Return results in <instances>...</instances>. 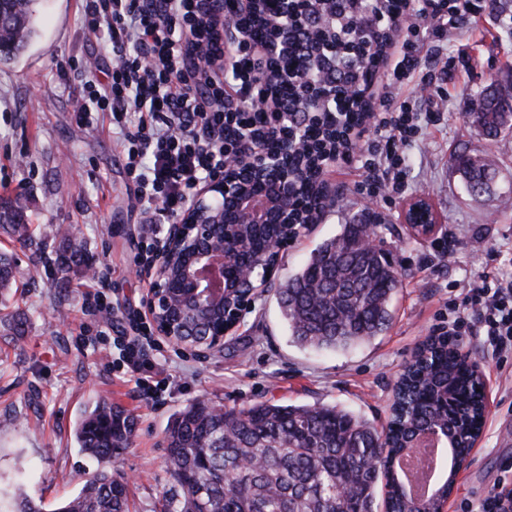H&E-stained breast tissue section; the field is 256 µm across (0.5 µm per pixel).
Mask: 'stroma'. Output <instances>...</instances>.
I'll return each mask as SVG.
<instances>
[{
    "label": "stroma",
    "instance_id": "1",
    "mask_svg": "<svg viewBox=\"0 0 512 512\" xmlns=\"http://www.w3.org/2000/svg\"><path fill=\"white\" fill-rule=\"evenodd\" d=\"M467 3L482 4L483 10L453 50L465 53L472 68L455 82L431 84L440 119L408 150L406 193L386 190L369 197L357 173H330L336 202L281 250L271 277L275 283L285 280L340 224L373 212L384 225L383 248L405 273L388 331L346 351L303 349L290 341L273 291L261 292L222 348L163 343L156 358L166 390L144 401L123 376L111 337H99L96 349L85 346L88 326L101 318L82 295L85 273L63 277L50 269L65 229L111 267L114 306L139 308L151 286L132 265L147 240L118 136L103 113L78 120L69 88L83 77L57 68L69 57L94 59L103 83L110 56L86 31L87 0H37L38 37L23 55L0 63V195L22 198L42 245L35 259L30 249L0 236V248L14 253L20 270L8 304L28 319L21 337L0 326V504L10 505L19 490L54 512L85 484L98 463L81 452L75 429L100 398L137 420L128 447L111 464L129 485L134 512H154L169 489L164 432L190 401L204 399L227 410L265 400L339 405L386 425L398 376L420 342L447 325L448 304L459 288L480 284L487 271L512 277V133L488 141L465 119L491 81L512 78V0ZM458 152L493 159L494 193L468 195L450 163ZM418 197L427 198L438 214L444 250L411 236L402 222L404 204ZM463 329L455 342L483 365L490 409L447 512H465L502 486L512 491V352L494 354L473 315H466Z\"/></svg>",
    "mask_w": 512,
    "mask_h": 512
}]
</instances>
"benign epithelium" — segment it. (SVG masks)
<instances>
[{
	"label": "benign epithelium",
	"mask_w": 512,
	"mask_h": 512,
	"mask_svg": "<svg viewBox=\"0 0 512 512\" xmlns=\"http://www.w3.org/2000/svg\"><path fill=\"white\" fill-rule=\"evenodd\" d=\"M224 48L235 52L236 33L242 24L241 0H224ZM300 146L282 139L265 154L245 156L224 165V176L200 187L182 216L156 246L155 280L149 289L148 315L157 335L176 346L212 350L240 323L257 291L254 275L265 269L270 278L279 259L280 239L269 237L259 251H233L245 224H285L292 237L307 224L306 215L293 210L291 188L297 187L292 169ZM408 232L429 237L438 228L430 202L419 197L403 207ZM462 434L436 428L415 436L412 447L430 440L448 449ZM450 494L437 492L423 501L412 497L420 512H445Z\"/></svg>",
	"instance_id": "obj_1"
}]
</instances>
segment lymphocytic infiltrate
I'll return each mask as SVG.
<instances>
[{"mask_svg": "<svg viewBox=\"0 0 512 512\" xmlns=\"http://www.w3.org/2000/svg\"><path fill=\"white\" fill-rule=\"evenodd\" d=\"M400 0L392 11L366 0H289L288 14L270 8L271 29L288 27L287 45L248 44L224 55V13L215 0H90L86 24L112 56L106 84L87 80L74 94L77 117L108 115L139 190L146 224L176 220L192 193L220 177L231 156L285 137L307 148L300 168L316 172L312 189L325 200V175L346 168L365 176L368 194L405 187V151L422 130L421 113L391 107L395 89L439 65L441 48L472 16L454 0ZM427 18L434 48L418 38ZM288 50L290 89L266 94L272 53ZM318 109L305 111L308 89ZM477 316L494 352L512 347V280L484 276L461 299ZM122 340L125 374L142 397L166 379L140 317Z\"/></svg>", "mask_w": 512, "mask_h": 512, "instance_id": "f902f5d3", "label": "lymphocytic infiltrate"}]
</instances>
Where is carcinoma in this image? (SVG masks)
Returning <instances> with one entry per match:
<instances>
[{
    "mask_svg": "<svg viewBox=\"0 0 512 512\" xmlns=\"http://www.w3.org/2000/svg\"><path fill=\"white\" fill-rule=\"evenodd\" d=\"M36 0H0V62L27 51L37 35ZM466 118L489 141L512 130V87L500 83L480 96ZM452 166L474 197L491 192L496 178L486 158L458 154ZM368 213L340 225L276 289L291 341L304 348L346 350L383 334L392 320L391 301L404 272L382 247H365L380 235ZM0 229L25 245L35 244L24 206L0 198ZM61 274L88 270L97 259L83 243L62 237L55 252ZM13 254L0 253V294L16 283ZM15 336L27 329L18 312L0 316ZM441 337L422 345L399 379L395 396L399 428L378 430L337 406L258 402L224 410L195 400L166 430V465L172 486L160 512H412L394 471L384 461L406 439L438 423L474 427L481 415L479 378ZM135 418L109 400L96 402L75 431L81 451L100 464L129 444ZM54 512H131L128 484L100 468Z\"/></svg>",
    "mask_w": 512,
    "mask_h": 512,
    "instance_id": "cac0c4a2",
    "label": "carcinoma"
}]
</instances>
